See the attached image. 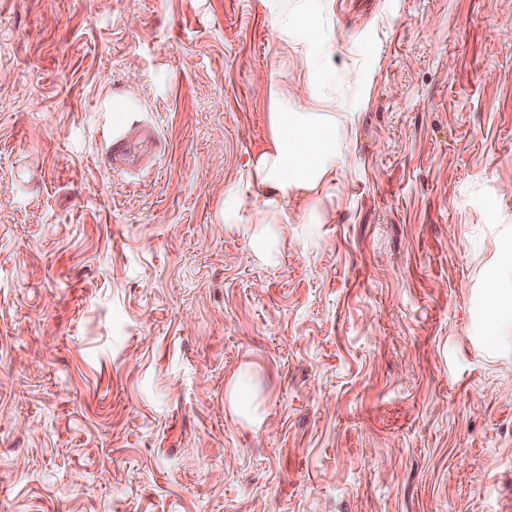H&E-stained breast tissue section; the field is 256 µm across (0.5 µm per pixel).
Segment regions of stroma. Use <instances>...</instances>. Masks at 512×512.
<instances>
[{
	"label": "stroma",
	"instance_id": "stroma-1",
	"mask_svg": "<svg viewBox=\"0 0 512 512\" xmlns=\"http://www.w3.org/2000/svg\"><path fill=\"white\" fill-rule=\"evenodd\" d=\"M296 6L0 0V512L512 500V0H324L336 180L268 260ZM490 313L496 324L512 320V254L502 261L499 274L490 286Z\"/></svg>",
	"mask_w": 512,
	"mask_h": 512
}]
</instances>
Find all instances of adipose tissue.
Segmentation results:
<instances>
[{
  "label": "adipose tissue",
  "instance_id": "1",
  "mask_svg": "<svg viewBox=\"0 0 512 512\" xmlns=\"http://www.w3.org/2000/svg\"><path fill=\"white\" fill-rule=\"evenodd\" d=\"M282 30L296 34L306 51L310 74L329 80L335 38L317 28L307 5L286 15ZM306 100L309 109L305 112L292 111L287 100H280L278 111L270 115V145L247 171L249 182L270 187L280 198L336 177V118L316 111L315 93H308Z\"/></svg>",
  "mask_w": 512,
  "mask_h": 512
}]
</instances>
